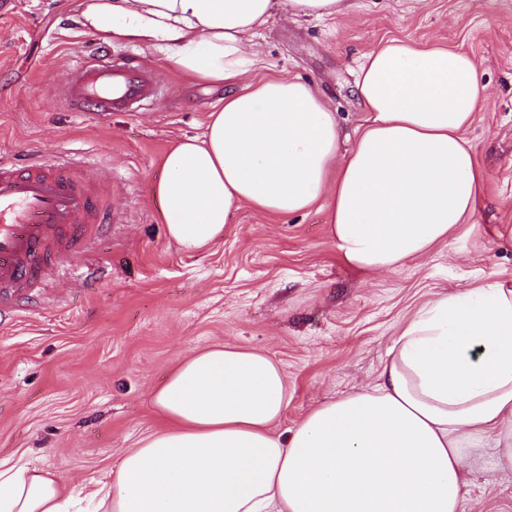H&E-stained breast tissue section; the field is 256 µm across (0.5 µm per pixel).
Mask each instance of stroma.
Wrapping results in <instances>:
<instances>
[{
    "instance_id": "1",
    "label": "stroma",
    "mask_w": 512,
    "mask_h": 512,
    "mask_svg": "<svg viewBox=\"0 0 512 512\" xmlns=\"http://www.w3.org/2000/svg\"><path fill=\"white\" fill-rule=\"evenodd\" d=\"M78 0H0V161L67 154L108 172L111 235L0 317V462L35 459L70 486L103 475L160 422L155 389L194 351L269 354L288 382L276 432L315 406L374 385L388 348L441 295L512 288V0H352L337 19L269 18L252 39L268 75L308 82L346 133L363 121L364 54L390 39L468 54L485 92L464 132L486 176L474 213L402 268L363 276L328 234L329 197L274 220L241 204L222 239L188 254L166 236L154 197L167 150L202 134L223 85L178 73L152 43L111 40L76 20ZM156 68L160 98L136 112H72L55 96L91 51ZM460 512H512V469L493 435L467 459Z\"/></svg>"
}]
</instances>
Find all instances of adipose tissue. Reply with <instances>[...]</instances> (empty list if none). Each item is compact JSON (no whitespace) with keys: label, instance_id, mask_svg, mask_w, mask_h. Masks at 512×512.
Listing matches in <instances>:
<instances>
[{"label":"adipose tissue","instance_id":"ef3b65f1","mask_svg":"<svg viewBox=\"0 0 512 512\" xmlns=\"http://www.w3.org/2000/svg\"><path fill=\"white\" fill-rule=\"evenodd\" d=\"M350 0H81L82 25L160 43L183 75L224 85L202 135L165 155L154 187L166 234L195 253L247 203L265 216L330 196L329 235L354 271H393L447 239L485 176L463 136L484 92L467 55L391 40L358 67L361 131L311 84L256 77L247 41L274 14L344 15ZM269 355L193 352L153 395L160 429L106 479L62 491L34 465L0 467V512H459L466 442L496 431L512 468V289L489 283L427 303L387 352L380 381L313 408L288 435Z\"/></svg>","mask_w":512,"mask_h":512}]
</instances>
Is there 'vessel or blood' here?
<instances>
[{"mask_svg": "<svg viewBox=\"0 0 512 512\" xmlns=\"http://www.w3.org/2000/svg\"><path fill=\"white\" fill-rule=\"evenodd\" d=\"M159 90L157 71L96 52L69 71L61 99L74 112H135ZM95 181L61 158L24 171L0 163V310L110 228L112 206Z\"/></svg>", "mask_w": 512, "mask_h": 512, "instance_id": "1", "label": "vessel or blood"}]
</instances>
